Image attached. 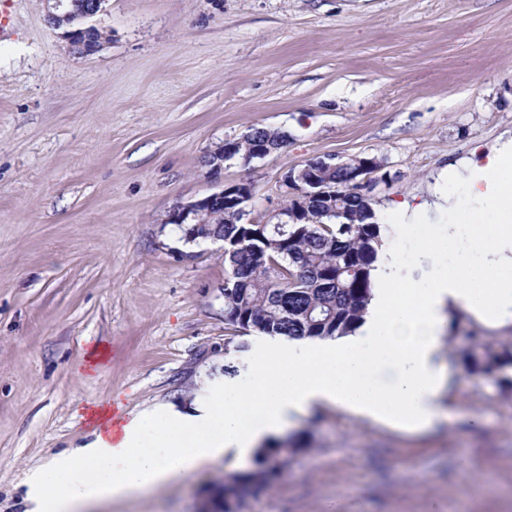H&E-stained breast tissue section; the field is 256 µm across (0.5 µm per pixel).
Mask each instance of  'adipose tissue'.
Masks as SVG:
<instances>
[{
    "instance_id": "1",
    "label": "adipose tissue",
    "mask_w": 512,
    "mask_h": 512,
    "mask_svg": "<svg viewBox=\"0 0 512 512\" xmlns=\"http://www.w3.org/2000/svg\"><path fill=\"white\" fill-rule=\"evenodd\" d=\"M448 180L468 186L472 207L445 236L420 239L419 254L433 259L426 278L404 275L396 257L377 260L355 334L256 354L243 383L211 388L195 412H142L117 437L109 410L89 412L88 442L26 474L28 512H83L150 492L227 452L246 459L319 406L411 433L446 418V317L461 307L486 327L512 324V138Z\"/></svg>"
}]
</instances>
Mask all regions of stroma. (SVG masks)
Returning <instances> with one entry per match:
<instances>
[{
	"instance_id": "obj_1",
	"label": "stroma",
	"mask_w": 512,
	"mask_h": 512,
	"mask_svg": "<svg viewBox=\"0 0 512 512\" xmlns=\"http://www.w3.org/2000/svg\"><path fill=\"white\" fill-rule=\"evenodd\" d=\"M0 37V512L87 441L86 412L181 411L223 381L222 243H185L176 203L243 180L253 217L283 174L370 155L380 223L433 203L448 170L512 137V0H108L109 35L69 52L43 0ZM254 127L270 156L204 155ZM446 420L411 435L320 409L308 449L245 512H512V396L449 365ZM221 458L96 512H195L242 471Z\"/></svg>"
}]
</instances>
